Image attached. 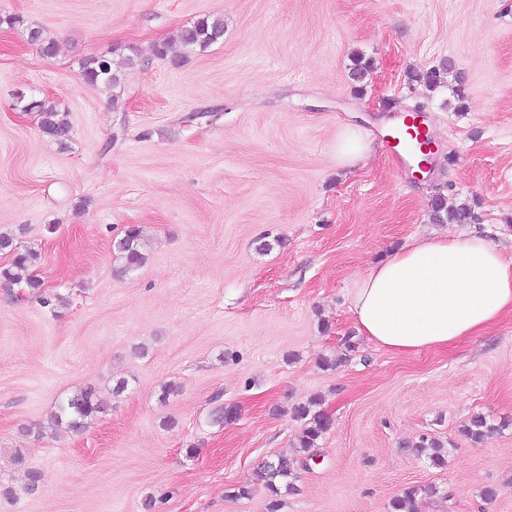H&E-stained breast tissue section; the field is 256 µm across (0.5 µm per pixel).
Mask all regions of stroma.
Instances as JSON below:
<instances>
[{"instance_id": "35a3bbf8", "label": "stroma", "mask_w": 512, "mask_h": 512, "mask_svg": "<svg viewBox=\"0 0 512 512\" xmlns=\"http://www.w3.org/2000/svg\"><path fill=\"white\" fill-rule=\"evenodd\" d=\"M204 15L223 40L156 55ZM103 54L136 59L118 106L79 78ZM445 60L463 98L418 80ZM19 91L66 112L68 148ZM414 109L437 146L420 179L379 137ZM348 125L367 149L344 166ZM439 194L473 221L432 223ZM131 225L147 259L124 273ZM0 231L41 255L40 294L0 280V512H268L266 490L237 491L295 456L313 399L332 427L280 512H393L424 485L419 512H512V314L399 354L352 312L358 275L413 240L477 234L512 257V0H0ZM86 386L105 413L52 428ZM218 406L236 418L210 424ZM476 415L496 427L478 444L461 433ZM433 492L432 486L408 488L393 501L394 512H418V498L422 495L428 496Z\"/></svg>"}]
</instances>
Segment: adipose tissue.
<instances>
[{"mask_svg": "<svg viewBox=\"0 0 512 512\" xmlns=\"http://www.w3.org/2000/svg\"><path fill=\"white\" fill-rule=\"evenodd\" d=\"M352 310L382 348L444 347L512 313V263L478 235L416 240L357 277Z\"/></svg>", "mask_w": 512, "mask_h": 512, "instance_id": "ef3b65f1", "label": "adipose tissue"}]
</instances>
